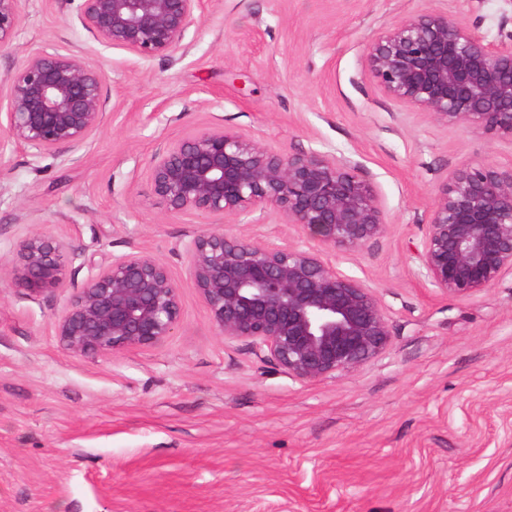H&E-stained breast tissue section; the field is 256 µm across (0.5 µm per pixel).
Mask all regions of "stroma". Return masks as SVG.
Masks as SVG:
<instances>
[{
    "mask_svg": "<svg viewBox=\"0 0 512 512\" xmlns=\"http://www.w3.org/2000/svg\"><path fill=\"white\" fill-rule=\"evenodd\" d=\"M80 4L19 0L0 48V113L40 50L80 54L105 99L76 161L0 150V512H512V274L451 297L408 250L449 174L512 164V140L401 107L364 71L371 40L406 15L448 11L493 36L512 0H205L180 45L146 60L100 43ZM205 128L358 163L387 230L321 254L376 289L384 355L302 383L225 343L185 251L216 223L168 209L149 177L156 152ZM225 230L303 238L275 209ZM33 233L80 247L70 288L14 287L7 272ZM136 250L167 264L178 329L104 358L69 353L55 324L74 288Z\"/></svg>",
    "mask_w": 512,
    "mask_h": 512,
    "instance_id": "obj_1",
    "label": "stroma"
}]
</instances>
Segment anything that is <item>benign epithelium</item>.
Segmentation results:
<instances>
[{"label":"benign epithelium","mask_w":512,"mask_h":512,"mask_svg":"<svg viewBox=\"0 0 512 512\" xmlns=\"http://www.w3.org/2000/svg\"><path fill=\"white\" fill-rule=\"evenodd\" d=\"M18 0H0V47L18 26ZM204 0H81L80 18L102 43L141 59L175 49ZM365 71L393 102L437 122L512 139V30L490 38L452 13L426 10L376 35ZM98 72L77 53L38 51L13 76L7 141L36 156L74 152L103 120ZM349 158L274 152L224 129L196 131L150 163L154 194L171 210L262 223L272 207L306 242H260L217 229L186 246L190 279L224 342L308 383L353 373L391 344L373 288L336 271L308 245L353 251L384 235L375 186ZM424 278L448 296L494 286L512 272V164L455 170L439 189L416 247ZM72 244L32 234L8 277L38 297L69 285ZM180 324L179 287L155 255L112 260L76 289L56 324L72 354L107 357L150 347Z\"/></svg>","instance_id":"obj_1"}]
</instances>
